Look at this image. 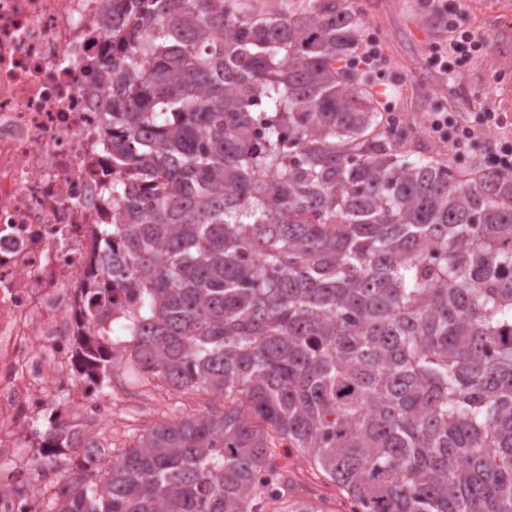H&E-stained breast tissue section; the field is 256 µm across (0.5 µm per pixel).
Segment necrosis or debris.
Instances as JSON below:
<instances>
[{"label":"necrosis or debris","mask_w":512,"mask_h":512,"mask_svg":"<svg viewBox=\"0 0 512 512\" xmlns=\"http://www.w3.org/2000/svg\"><path fill=\"white\" fill-rule=\"evenodd\" d=\"M112 0H0V512H42L61 493L25 450L53 391L75 372L80 310L102 252L98 227L123 223L128 193L102 141L98 74L112 51ZM124 392L73 382V440L102 442Z\"/></svg>","instance_id":"4bbe7bcc"}]
</instances>
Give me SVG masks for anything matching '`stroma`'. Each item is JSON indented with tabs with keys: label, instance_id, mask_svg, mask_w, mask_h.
<instances>
[{
	"label": "stroma",
	"instance_id": "35a3bbf8",
	"mask_svg": "<svg viewBox=\"0 0 512 512\" xmlns=\"http://www.w3.org/2000/svg\"><path fill=\"white\" fill-rule=\"evenodd\" d=\"M500 2L468 0L466 24L484 35L489 46L464 61L458 76L446 78L423 65L432 42L450 40L448 24L434 12L432 0H361L365 22L362 45L375 47L384 59L380 68L370 71V82L382 92V102L390 112L412 115V138L423 151L456 168L485 163L497 143H512V36L501 34L503 27L512 24V12L503 11ZM416 26L428 31L427 42L413 40L411 30ZM488 111L496 113L499 122L479 134L471 159L455 157L447 137L434 133L428 121L434 112H450L463 121ZM112 377L133 382L138 399L133 407L122 401L117 404L118 427L112 433V449L117 454L129 446L132 435L144 433L156 423L224 405L222 399L203 391L176 392L155 380L133 381L123 368L113 369ZM279 463L295 482L297 499L318 496L326 500L331 512H345L343 493L305 458L283 454Z\"/></svg>",
	"mask_w": 512,
	"mask_h": 512
}]
</instances>
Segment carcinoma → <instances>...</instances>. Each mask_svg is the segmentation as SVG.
<instances>
[{
  "mask_svg": "<svg viewBox=\"0 0 512 512\" xmlns=\"http://www.w3.org/2000/svg\"><path fill=\"white\" fill-rule=\"evenodd\" d=\"M106 147L137 185L76 354L106 382L112 291L135 363L224 407L129 448L48 424L75 464L48 512H330L292 500L285 445L351 512H512V171L461 172L394 134L338 63L358 0H112Z\"/></svg>",
  "mask_w": 512,
  "mask_h": 512,
  "instance_id": "obj_1",
  "label": "carcinoma"
}]
</instances>
